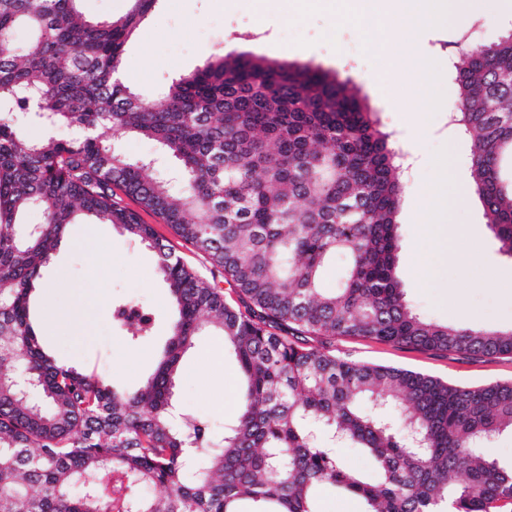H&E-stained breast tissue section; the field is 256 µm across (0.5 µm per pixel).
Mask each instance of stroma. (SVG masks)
Wrapping results in <instances>:
<instances>
[{
  "label": "stroma",
  "instance_id": "obj_1",
  "mask_svg": "<svg viewBox=\"0 0 512 512\" xmlns=\"http://www.w3.org/2000/svg\"><path fill=\"white\" fill-rule=\"evenodd\" d=\"M497 13H474L464 27L446 26L429 33L427 51L448 60L457 41L479 50L512 31V0ZM383 32L369 25L332 30L318 0L300 16L284 14L278 0L256 12L253 0H159L125 47L122 80L133 92L151 98L181 73L207 57L230 51L298 65L319 64L351 80L376 109L394 145L420 167L405 179L399 212L400 248L397 274L410 304L440 323L461 327L512 328V257L487 228L484 210L472 191L468 169L470 141L448 124L458 86L446 74L433 97L416 91L405 70L393 81L379 83L381 66L370 47ZM455 163L450 184L467 193V204L453 209L456 248L465 263L427 253L434 218L420 205L426 187L438 181L433 166L445 154ZM144 223L172 245L185 262L224 290V301L238 306L239 297L209 257L184 244L157 216L142 212ZM94 236L75 227L64 237L43 272L45 287L37 305L42 338L64 363L105 376L114 385H143L154 365V341L130 345L112 319V306L136 300L154 313L155 334L167 336L173 317L164 283L157 274L152 248L121 236L109 224L94 227ZM326 348L377 365L406 368L458 385L512 382V355H470L415 349L363 338L325 340ZM242 386L243 377L221 338L198 337L183 360L175 401L180 411L207 419L214 436H222L234 413L225 407V384Z\"/></svg>",
  "mask_w": 512,
  "mask_h": 512
}]
</instances>
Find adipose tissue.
<instances>
[{"instance_id": "adipose-tissue-1", "label": "adipose tissue", "mask_w": 512, "mask_h": 512, "mask_svg": "<svg viewBox=\"0 0 512 512\" xmlns=\"http://www.w3.org/2000/svg\"><path fill=\"white\" fill-rule=\"evenodd\" d=\"M334 18L349 19L381 28L386 42L375 44L383 51L387 41L401 40L409 51L412 78L421 91L437 86L440 62L425 49L433 28L449 21H463L471 10L470 0H323Z\"/></svg>"}]
</instances>
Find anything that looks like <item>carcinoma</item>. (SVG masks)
<instances>
[{
	"label": "carcinoma",
	"instance_id": "1",
	"mask_svg": "<svg viewBox=\"0 0 512 512\" xmlns=\"http://www.w3.org/2000/svg\"><path fill=\"white\" fill-rule=\"evenodd\" d=\"M81 2L0 0V512H318L326 489L364 512H512V467L483 450L512 431V383L455 385L309 343L512 354V330L409 307L397 275L402 154L366 96L319 66L232 52L146 99L119 70L158 0H128L103 22ZM18 29L30 33L21 49ZM452 69V124L470 140L486 225L512 257V32L479 52L456 49ZM34 120L85 135L31 138ZM115 135L154 142L177 181L112 146ZM116 188L221 267L239 307ZM34 209L44 223H24ZM88 218L157 252L174 309L134 391L59 361L33 314L43 269ZM338 254L341 282L325 288ZM112 315L129 343L153 337L142 304L117 303ZM202 331L224 338L245 381L218 443L173 400ZM338 444L363 453L368 470L347 469Z\"/></svg>",
	"mask_w": 512,
	"mask_h": 512
}]
</instances>
